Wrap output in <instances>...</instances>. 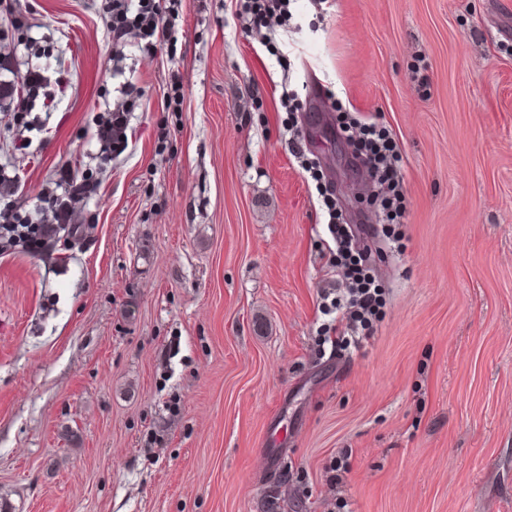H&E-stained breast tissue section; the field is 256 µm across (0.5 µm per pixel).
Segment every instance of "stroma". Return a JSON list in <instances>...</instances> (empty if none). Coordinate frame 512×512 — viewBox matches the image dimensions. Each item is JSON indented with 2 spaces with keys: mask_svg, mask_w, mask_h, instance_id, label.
Returning a JSON list of instances; mask_svg holds the SVG:
<instances>
[{
  "mask_svg": "<svg viewBox=\"0 0 512 512\" xmlns=\"http://www.w3.org/2000/svg\"><path fill=\"white\" fill-rule=\"evenodd\" d=\"M17 7L0 196L41 211L64 165L98 183L41 252L0 246V512H512V0H291L262 33L181 0L119 76L91 0ZM30 69L60 86L19 155L4 89ZM127 81L128 146L96 164ZM335 99L401 148V240ZM305 162L385 291L357 350L319 310Z\"/></svg>",
  "mask_w": 512,
  "mask_h": 512,
  "instance_id": "35a3bbf8",
  "label": "stroma"
}]
</instances>
